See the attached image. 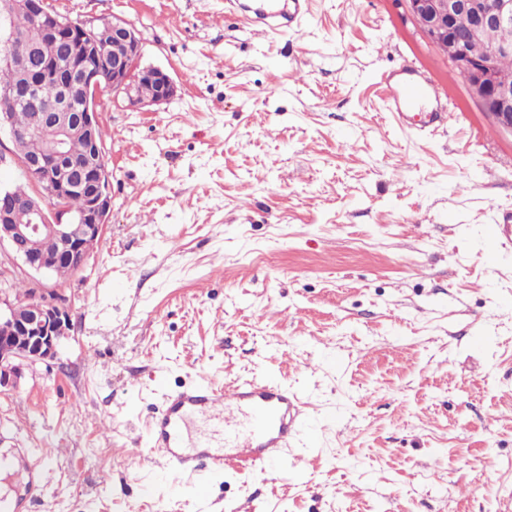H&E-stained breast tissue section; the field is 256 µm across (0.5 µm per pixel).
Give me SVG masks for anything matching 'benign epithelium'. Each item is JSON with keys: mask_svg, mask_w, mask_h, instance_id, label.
Returning a JSON list of instances; mask_svg holds the SVG:
<instances>
[{"mask_svg": "<svg viewBox=\"0 0 512 512\" xmlns=\"http://www.w3.org/2000/svg\"><path fill=\"white\" fill-rule=\"evenodd\" d=\"M409 14L418 31L430 42L446 50L454 69L464 77L495 126L512 134V83L499 74L498 61L512 55L511 42L492 44L487 54L475 57L470 44L486 38L495 29L512 27V0H406ZM22 8L32 13L43 31L59 38L80 35L86 38L98 26L92 17L73 23L45 8L44 0H0V43L13 44L16 35L9 27L11 13ZM460 11L469 13L471 26L454 30L452 18ZM112 36L121 46L113 56H97L93 66L79 65L71 84L82 92L81 110L69 112L62 104L49 108L47 116L56 131L49 142L39 143L33 156L21 164L26 181L36 189L33 198L17 189H0V245L8 244L24 266L37 273H51L64 260L81 270L88 261L85 240L99 239L112 213V192L107 169L94 163L93 155L103 146L95 138L99 128L97 106L100 98L112 94L126 106L141 108L159 105L176 95L177 87L168 73L160 68L137 69L143 55L140 31L128 21L108 20ZM34 49L25 40L16 49L0 55V64L25 72L26 58ZM148 76L155 81V91L148 97L138 93L140 80ZM56 80L55 66L50 64L35 77L3 91L12 101H35L42 85ZM85 135L92 155L73 175L66 160V148L75 136ZM75 192H85L88 203L78 216L62 211L59 202ZM67 308L55 299L31 300L23 305L0 292V390L18 387L23 369L29 363L54 359L61 342L70 335Z\"/></svg>", "mask_w": 512, "mask_h": 512, "instance_id": "1", "label": "benign epithelium"}]
</instances>
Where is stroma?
<instances>
[{
  "label": "stroma",
  "mask_w": 512,
  "mask_h": 512,
  "mask_svg": "<svg viewBox=\"0 0 512 512\" xmlns=\"http://www.w3.org/2000/svg\"><path fill=\"white\" fill-rule=\"evenodd\" d=\"M140 30L177 85L99 103L112 217L81 270L0 290L64 300L56 359L0 393V449L41 472L30 512H506L512 495V135L465 81L422 135L380 108L382 72L448 56L405 0H311L272 34L225 0H48ZM208 376L308 403L276 479L248 467L172 488L146 450L167 391ZM496 459L500 476L487 480Z\"/></svg>",
  "instance_id": "35a3bbf8"
}]
</instances>
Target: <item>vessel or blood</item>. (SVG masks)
I'll use <instances>...</instances> for the list:
<instances>
[{"label":"vessel or blood","mask_w":512,"mask_h":512,"mask_svg":"<svg viewBox=\"0 0 512 512\" xmlns=\"http://www.w3.org/2000/svg\"><path fill=\"white\" fill-rule=\"evenodd\" d=\"M244 11L269 30L301 23L309 0H248ZM383 108L401 129L417 134L448 120L446 82L406 63L383 72ZM306 404L288 386L265 380L229 385L200 381L167 393L164 408L147 423L149 447L175 479L245 463L276 472L299 435Z\"/></svg>","instance_id":"b4317fda"}]
</instances>
